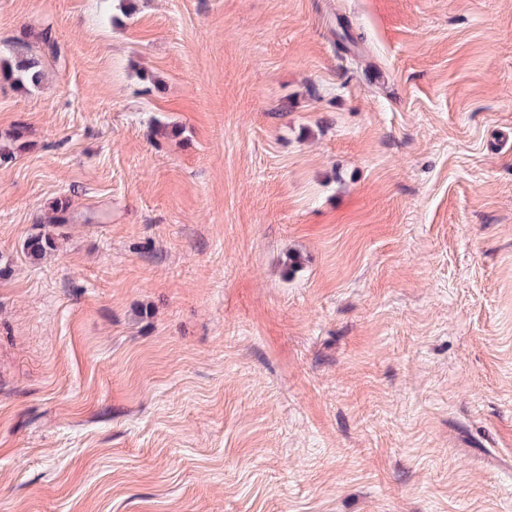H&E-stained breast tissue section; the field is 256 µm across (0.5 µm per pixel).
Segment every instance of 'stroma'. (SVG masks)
Masks as SVG:
<instances>
[{
	"label": "stroma",
	"instance_id": "1",
	"mask_svg": "<svg viewBox=\"0 0 512 512\" xmlns=\"http://www.w3.org/2000/svg\"><path fill=\"white\" fill-rule=\"evenodd\" d=\"M19 127L0 512H512V0H0ZM43 72L34 65V63L25 60L19 61L15 68H11L8 76L20 86L30 85L38 86L43 80ZM55 250V238L42 232L29 236L24 244V253L33 262L43 260Z\"/></svg>",
	"mask_w": 512,
	"mask_h": 512
}]
</instances>
